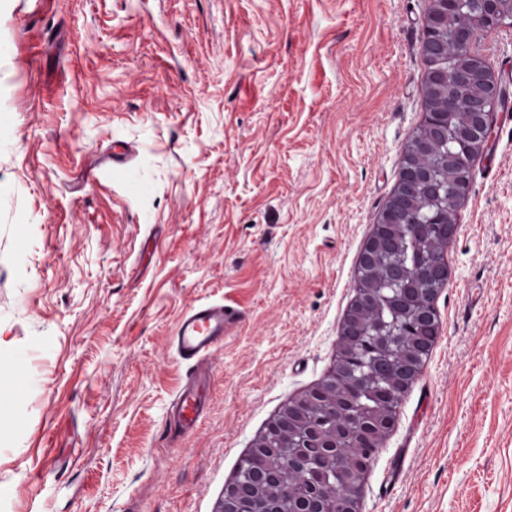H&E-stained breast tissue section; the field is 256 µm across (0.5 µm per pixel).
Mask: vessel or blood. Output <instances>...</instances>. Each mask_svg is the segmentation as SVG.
Wrapping results in <instances>:
<instances>
[{"mask_svg": "<svg viewBox=\"0 0 512 512\" xmlns=\"http://www.w3.org/2000/svg\"><path fill=\"white\" fill-rule=\"evenodd\" d=\"M239 319L237 310L224 303H200L186 309L176 323L172 345L179 359L189 366L187 379L172 404L174 419L183 434L192 432L201 415L198 392L207 380L206 363L223 344L229 326Z\"/></svg>", "mask_w": 512, "mask_h": 512, "instance_id": "vessel-or-blood-1", "label": "vessel or blood"}]
</instances>
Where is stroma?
I'll use <instances>...</instances> for the list:
<instances>
[{"label": "stroma", "mask_w": 512, "mask_h": 512, "mask_svg": "<svg viewBox=\"0 0 512 512\" xmlns=\"http://www.w3.org/2000/svg\"><path fill=\"white\" fill-rule=\"evenodd\" d=\"M428 7L0 0V512H219L336 363L424 119ZM477 43L509 97L360 512H512V26ZM199 301L240 321L184 437L171 338Z\"/></svg>", "instance_id": "stroma-1"}]
</instances>
